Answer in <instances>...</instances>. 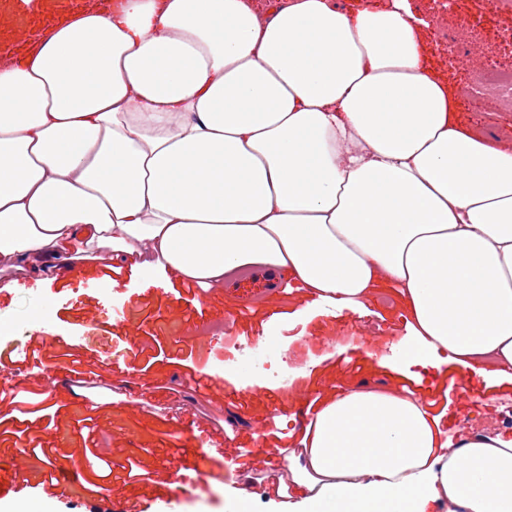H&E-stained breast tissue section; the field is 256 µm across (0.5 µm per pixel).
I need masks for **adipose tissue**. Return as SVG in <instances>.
<instances>
[{"label":"adipose tissue","instance_id":"adipose-tissue-1","mask_svg":"<svg viewBox=\"0 0 512 512\" xmlns=\"http://www.w3.org/2000/svg\"><path fill=\"white\" fill-rule=\"evenodd\" d=\"M119 262L220 288L259 265L341 310L399 289L402 362L512 374V151L461 127L407 0H124L0 67V273ZM348 389L304 429L301 512H512V437L439 441Z\"/></svg>","mask_w":512,"mask_h":512}]
</instances>
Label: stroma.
Segmentation results:
<instances>
[{
  "label": "stroma",
  "instance_id": "obj_1",
  "mask_svg": "<svg viewBox=\"0 0 512 512\" xmlns=\"http://www.w3.org/2000/svg\"><path fill=\"white\" fill-rule=\"evenodd\" d=\"M433 69L454 86L461 121L485 143L512 146V106L474 71L512 53V0H454L434 16L408 0ZM50 307L48 325L31 314ZM219 327L222 338L210 337ZM279 337L289 386H247L222 366L239 344ZM397 289L334 313L286 281L253 302L237 289L144 279L123 267L59 266L42 280L0 273V499L15 512H287L283 448L339 392L390 388L430 402L450 440L479 433L482 408L512 402V380L447 365L398 364L412 343ZM47 394L45 416L9 420L10 397ZM112 474L99 479L98 460ZM136 464L138 476L128 474ZM75 475L66 487L57 476Z\"/></svg>",
  "mask_w": 512,
  "mask_h": 512
}]
</instances>
